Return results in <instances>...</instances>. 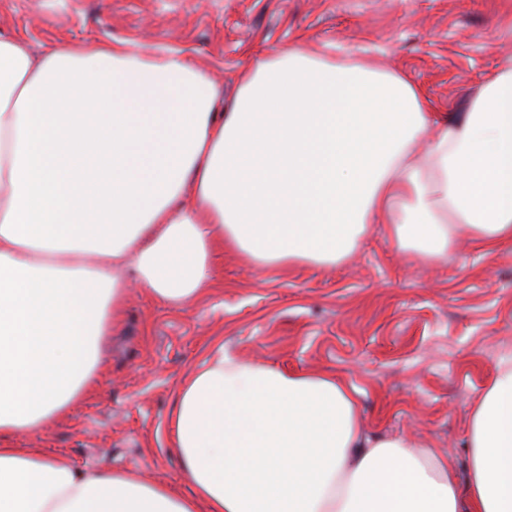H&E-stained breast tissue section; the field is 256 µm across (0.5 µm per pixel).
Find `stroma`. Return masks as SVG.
<instances>
[{"mask_svg": "<svg viewBox=\"0 0 512 512\" xmlns=\"http://www.w3.org/2000/svg\"><path fill=\"white\" fill-rule=\"evenodd\" d=\"M0 33L32 52L98 40L174 50L232 104L252 56L300 43L311 56L373 59L460 112L512 59V0H0ZM219 285L186 307L131 291L94 388L45 430L20 436L77 469L191 487L171 451L170 416L191 373L225 351L283 371L337 375L370 433L415 434L465 475L468 411L512 357V250L461 245L423 261L373 225L332 267H253L224 253Z\"/></svg>", "mask_w": 512, "mask_h": 512, "instance_id": "stroma-1", "label": "stroma"}]
</instances>
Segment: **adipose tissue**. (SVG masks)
<instances>
[{
    "instance_id": "ef3b65f1",
    "label": "adipose tissue",
    "mask_w": 512,
    "mask_h": 512,
    "mask_svg": "<svg viewBox=\"0 0 512 512\" xmlns=\"http://www.w3.org/2000/svg\"><path fill=\"white\" fill-rule=\"evenodd\" d=\"M214 99L172 51L36 55L0 34V512H512L508 358L463 478L444 449L372 435L336 375L224 353L170 416L190 495L10 445L85 394L130 289L190 305L221 253L336 265L373 224L430 259L512 248V63L451 114L407 76L296 46L247 68L228 111Z\"/></svg>"
}]
</instances>
